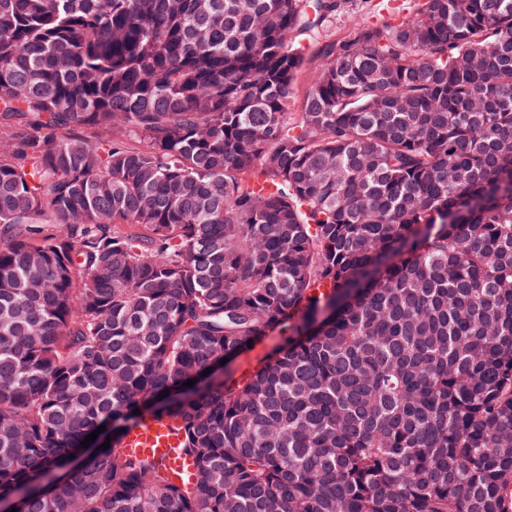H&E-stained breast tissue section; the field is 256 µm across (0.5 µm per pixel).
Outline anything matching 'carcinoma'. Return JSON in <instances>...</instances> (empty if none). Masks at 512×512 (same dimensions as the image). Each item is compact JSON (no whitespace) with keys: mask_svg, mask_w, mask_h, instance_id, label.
Wrapping results in <instances>:
<instances>
[{"mask_svg":"<svg viewBox=\"0 0 512 512\" xmlns=\"http://www.w3.org/2000/svg\"><path fill=\"white\" fill-rule=\"evenodd\" d=\"M344 4L0 0L17 512H512V0L323 43L290 118ZM321 64L322 61L320 59L312 57L306 61L298 73L285 108V112H288V117L301 112L303 98L308 88L312 85ZM281 342L277 332L256 345L253 349L240 355L237 359L224 366V375L239 378L260 366L265 357ZM180 427L181 423L172 418L146 416L130 426L119 448L162 459L176 482L192 481L197 466L194 459L178 453Z\"/></svg>","mask_w":512,"mask_h":512,"instance_id":"carcinoma-1","label":"carcinoma"}]
</instances>
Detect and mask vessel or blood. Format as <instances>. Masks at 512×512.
Instances as JSON below:
<instances>
[{"mask_svg":"<svg viewBox=\"0 0 512 512\" xmlns=\"http://www.w3.org/2000/svg\"><path fill=\"white\" fill-rule=\"evenodd\" d=\"M180 427L178 420L147 416L130 426L120 446L130 453L162 459L175 481H190L197 466L194 459L178 452Z\"/></svg>","mask_w":512,"mask_h":512,"instance_id":"1","label":"vessel or blood"}]
</instances>
